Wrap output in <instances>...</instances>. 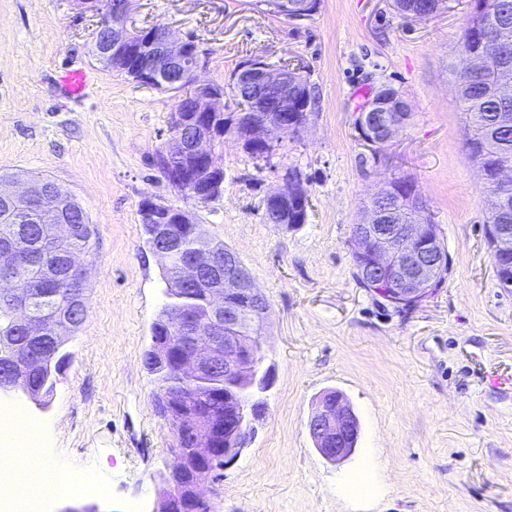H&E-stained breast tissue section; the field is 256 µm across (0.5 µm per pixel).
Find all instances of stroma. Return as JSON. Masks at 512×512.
Here are the masks:
<instances>
[{"instance_id":"stroma-1","label":"stroma","mask_w":512,"mask_h":512,"mask_svg":"<svg viewBox=\"0 0 512 512\" xmlns=\"http://www.w3.org/2000/svg\"><path fill=\"white\" fill-rule=\"evenodd\" d=\"M473 0L425 19L393 0H321L304 20L253 0H140L136 26L164 24L206 49L202 80L224 85L244 58L298 60L319 107L300 135L255 161L233 137L215 148L220 196L202 203L167 181L158 155L179 94L105 69L90 52L96 20L76 0H0V173L47 176L97 228L87 314L44 406L7 396L38 422L43 454L109 496L51 497L47 512H155L172 463L171 426L154 409L144 365L166 301L162 258L146 243L147 200L189 212L223 240L266 296L265 362L273 385L254 436L217 477L211 512H512V399L489 384L512 375V288L498 284L486 236L488 191L464 147L448 64ZM91 83L67 96L63 70ZM411 116L380 149L355 119L381 86ZM302 173L304 224H270L262 199L282 172ZM412 183L450 257L442 287L399 309L354 277L352 227L390 182ZM357 414L356 452L334 465L308 423L328 390Z\"/></svg>"}]
</instances>
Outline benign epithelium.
<instances>
[{
    "instance_id": "1",
    "label": "benign epithelium",
    "mask_w": 512,
    "mask_h": 512,
    "mask_svg": "<svg viewBox=\"0 0 512 512\" xmlns=\"http://www.w3.org/2000/svg\"><path fill=\"white\" fill-rule=\"evenodd\" d=\"M78 4L97 18L92 45L99 62L131 59L138 82L179 93L189 102L190 110H177L172 115L174 136L159 156V163L172 186L190 190L200 202L210 201L221 192L224 170L214 160V149L224 136H236L247 151H264L275 133L288 128L300 131L313 116L312 87L298 81L303 73L299 67L271 64L261 56L240 61L229 84L249 94L258 110L228 112L226 94L199 79L207 60L195 40L177 36L164 24L146 29L130 26L134 0H78ZM270 8L292 20L311 15L310 0H271ZM482 45L485 53L472 61L476 69L484 68L496 56L489 28L484 29ZM409 118L407 101L388 87L363 105L356 125L362 139L376 149L390 143ZM282 180L285 189L266 194L264 211L279 224L290 222V217V223L301 224L309 205L302 175L297 169L287 168ZM33 197L40 198L44 205L53 204L54 230L61 236L70 235L74 226L66 207L72 195L56 182L48 181L37 188L27 184L15 191L0 189V204L6 210L20 198ZM405 212L404 206H370L364 220L355 225L354 258L360 282L398 307H411L427 298L449 263L439 225L408 223ZM140 216L152 227V250L170 262L173 252L183 248L182 238L173 227L193 223L190 214L148 200ZM488 235L500 259L498 281L501 287L512 288V245L508 241L512 226L491 224ZM0 251L12 270L23 272L3 301L29 335L47 334L54 326L31 318L35 283L28 272L32 267L39 268L42 284L53 286L60 278L56 261L45 255L38 261L15 242L4 244ZM177 277L185 285H205L206 296L202 317L183 309L171 311L169 322L178 329L182 350L175 373H224V413L192 408L182 390L166 397L171 423L185 437V444L171 449L173 464L161 475L166 489L156 512H211L201 487L213 478L216 461H223L227 468L240 457L245 447L243 438L257 418L258 395L273 382L272 370L259 356L266 344L263 329L270 304L255 288L237 254L228 248L187 254ZM0 349L10 359L8 369L0 373V394L20 389L39 403L28 378V364L40 357L36 343L23 344L12 336H0ZM309 431L320 455L332 464H341L356 450L359 422L343 396L327 395L318 402Z\"/></svg>"
}]
</instances>
